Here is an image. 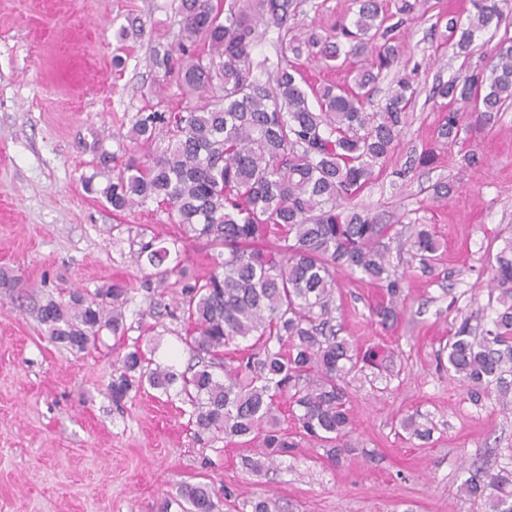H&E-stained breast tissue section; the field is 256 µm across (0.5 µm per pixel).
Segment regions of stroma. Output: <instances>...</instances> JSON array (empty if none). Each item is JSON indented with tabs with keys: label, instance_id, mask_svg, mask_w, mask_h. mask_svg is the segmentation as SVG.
Instances as JSON below:
<instances>
[{
	"label": "stroma",
	"instance_id": "stroma-1",
	"mask_svg": "<svg viewBox=\"0 0 512 512\" xmlns=\"http://www.w3.org/2000/svg\"><path fill=\"white\" fill-rule=\"evenodd\" d=\"M179 5L0 0V271L16 279L0 287V512H180L179 486L197 482L228 490L238 506L272 491L283 512H486L460 486L488 450L500 464L512 462V411L491 398L474 405L436 361L461 315L487 304L488 267L512 238V112L456 144L438 137L446 106L432 89L464 59L435 23L466 19L471 0H425V15L397 31L399 64L416 72L415 105L384 172L355 200L405 235L431 225L440 242L427 270L387 240L407 272L404 309L391 328L371 313L380 289L339 274L341 335L391 351L399 369L386 389L350 387L361 452L334 464L306 445L255 475L243 465L247 448L196 438L177 397L152 390L113 405L106 387L118 355L137 345L159 362L183 366L189 358L182 322L140 319L146 291L124 310L123 340L107 333L96 349L77 354L50 341L33 299L120 279L139 283L137 225L175 231L156 204L119 214L100 191L105 166L119 165L133 147L137 112L190 103L152 62L159 52L178 63ZM355 9L353 0H301L288 24L324 34ZM468 152L477 166L463 165ZM423 153L428 163L397 178L408 156ZM439 182L452 185L447 197L434 196ZM416 410L437 425L430 441L399 433L401 417Z\"/></svg>",
	"mask_w": 512,
	"mask_h": 512
}]
</instances>
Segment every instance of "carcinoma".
<instances>
[{
  "label": "carcinoma",
  "mask_w": 512,
  "mask_h": 512,
  "mask_svg": "<svg viewBox=\"0 0 512 512\" xmlns=\"http://www.w3.org/2000/svg\"><path fill=\"white\" fill-rule=\"evenodd\" d=\"M509 0H472L466 24L448 18L444 38L469 59L465 69L437 84L434 95L448 100L438 136L448 144L467 131L468 112L476 122L495 123L512 108V36L503 35L490 58L472 61L477 35L498 32ZM358 10L336 36L313 29L295 33L288 19L294 0H181L178 34L181 61L175 81L195 96L182 112H140L132 140L151 146L166 129L167 147L158 154L138 150L109 176L102 194L112 211H132L155 202L178 234L163 239L142 224L132 244L142 277L140 287L179 289L177 309L187 324L181 343L191 362L179 371L146 356L140 347L117 358L118 377L107 385L119 406L130 393L149 387L175 396L190 408L199 434L224 435L255 445L245 459L254 473L271 468L303 442L320 447L335 463L358 450L350 413L349 384L393 377V354L363 351L337 334L336 275L345 270L383 290L372 314L384 326L400 317L405 274L391 265L381 240L392 227L351 207L358 194L383 172L396 148L415 97L413 79L402 76L385 103L368 111L382 75L397 65V15L411 17L415 0H355ZM284 31L273 78L256 77L253 57L256 20ZM319 58L327 67L340 58L373 56L357 70L353 85H320L312 90L319 110L288 55ZM204 240L211 248L210 270L189 277L185 245ZM411 248L426 264L438 249L422 225ZM497 293L490 327L465 316L439 352L448 374L466 387L475 405L495 397L512 408V241L489 268ZM134 287L114 281L93 292H71L69 300L48 298L37 308L50 339L77 353L97 345L107 331L125 336L123 309ZM253 339L247 355L224 358L242 339ZM288 396L295 430L283 427L280 398ZM399 426L412 438L430 440L435 425L415 411ZM468 496L483 499L490 512H512V469L478 467L464 480ZM182 512H223L224 500L205 483L179 488ZM250 512H281L268 494L249 499Z\"/></svg>",
  "instance_id": "carcinoma-1"
}]
</instances>
